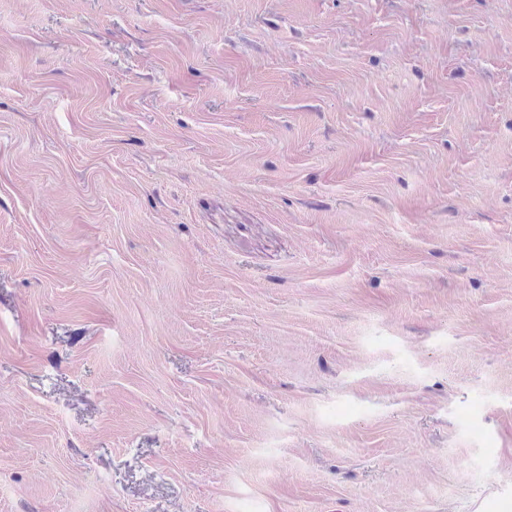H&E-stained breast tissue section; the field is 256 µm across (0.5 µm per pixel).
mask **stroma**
Returning <instances> with one entry per match:
<instances>
[{"mask_svg": "<svg viewBox=\"0 0 512 512\" xmlns=\"http://www.w3.org/2000/svg\"><path fill=\"white\" fill-rule=\"evenodd\" d=\"M0 512H512V0H0Z\"/></svg>", "mask_w": 512, "mask_h": 512, "instance_id": "35a3bbf8", "label": "stroma"}]
</instances>
